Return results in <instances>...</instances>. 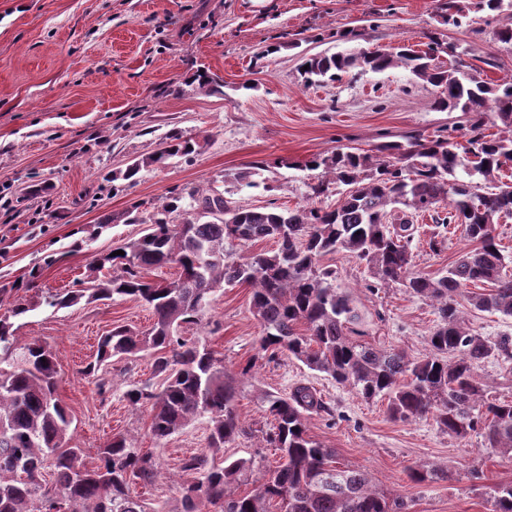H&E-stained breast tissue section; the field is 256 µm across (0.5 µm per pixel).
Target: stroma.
Masks as SVG:
<instances>
[{
    "label": "stroma",
    "mask_w": 512,
    "mask_h": 512,
    "mask_svg": "<svg viewBox=\"0 0 512 512\" xmlns=\"http://www.w3.org/2000/svg\"><path fill=\"white\" fill-rule=\"evenodd\" d=\"M440 0H0V316L16 297L33 309L15 318L17 344L34 341L54 353L58 394L72 424L68 446L86 461L112 436L152 453L160 473L141 498L180 507L183 458L206 450L209 424L199 417L164 442L149 432L146 410L129 405L126 390L151 379L143 356L112 365V390L99 394L83 367L93 361L100 336L115 326L150 327L142 302L79 303L54 310L49 293L77 288L95 256L140 238L143 223H125L138 208L142 218L173 190H218L243 208L308 203L335 206L338 189L311 200L312 155L343 147L369 149L411 135L461 140L469 117L434 107L437 90L408 71H352L339 81L305 85L303 56L398 42L424 49L430 39L453 46L441 54L481 63L490 82L512 79V44L494 28L454 27L440 15ZM222 83V92L199 87L198 70ZM172 132L196 140L190 159L143 168L134 181L108 182L132 160L154 154ZM261 166L259 184L236 181ZM48 186L41 197L31 184ZM112 224H105V217ZM410 243L413 272L445 270L465 250L457 225L416 217ZM336 271L335 285L349 294L360 315V342L398 348L418 358L429 353L437 324L434 306L398 284L374 287L366 263L345 251L323 257ZM209 325H187L185 339H203L237 373L256 360L261 326L252 313L251 289L217 292ZM236 410L247 432L226 444V459L252 458L265 467L279 456L264 447V393L288 394L313 386L332 416L310 415L311 436L335 449L339 461L368 473L410 512H487L491 486L512 482V463L501 461L479 436L460 441L432 417L406 422L389 417L386 401L364 400L354 390L280 355L256 360ZM424 466L442 479L417 484L410 469ZM481 470L484 480L470 477Z\"/></svg>",
    "instance_id": "stroma-1"
}]
</instances>
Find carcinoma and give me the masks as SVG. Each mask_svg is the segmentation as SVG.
<instances>
[{"label": "carcinoma", "mask_w": 512, "mask_h": 512, "mask_svg": "<svg viewBox=\"0 0 512 512\" xmlns=\"http://www.w3.org/2000/svg\"><path fill=\"white\" fill-rule=\"evenodd\" d=\"M477 10L509 23L497 40L512 44V0H477ZM442 45L374 51L324 52L304 59L308 84L335 81L360 68L381 72L402 67L441 88L435 107L473 113L465 143L443 137L412 136L407 144L389 142L372 149L351 148L315 155L307 170H322L309 185L318 198L330 184L345 190L333 208L276 206L242 208L220 192L175 193L148 218L151 230L106 254L95 268L112 276L93 278L90 289L59 291L45 298L56 310L87 301L134 299L152 309L154 321L143 332L115 326L97 343L96 357L83 374L100 391L109 388L106 368L112 360L152 357L160 390L144 384L126 391L135 408L149 411V431L164 441L194 419L205 416L210 434L206 452L182 460L181 512H409L408 505L372 483L368 474L341 466L336 450L308 433L307 416L330 413L314 387L299 384L286 396L267 394L270 416L263 441L279 462L262 469L252 459L226 465L214 461L224 445L246 433L236 413L248 365L236 378L208 345L178 336L184 324H199L214 293L226 286L251 287V306L262 327L257 357L273 360L286 351L310 370L348 386L365 400L387 401L392 419L431 416L438 427L460 439L473 434L486 447L512 462V399L487 401V385L476 368L493 357L512 359V339H490L472 332L458 308L467 293L478 311L512 316V276L504 272L508 256L494 235V218L512 212V184L499 181L512 162V80L492 83L477 69L459 64L445 70L435 63ZM491 108L507 133L484 132L482 114ZM197 142L168 135L152 156L136 160L113 179L131 180L141 168L188 158ZM443 224H458L470 248L448 269L428 276L410 272L413 236L410 213H438ZM398 216L388 220L393 213ZM272 240L276 248L235 260L228 245ZM344 250L365 262L380 285L400 283L430 301L438 321L430 354L411 358L404 351L377 349L351 337L358 313L334 282L336 271L319 264L322 256ZM174 266L175 279L161 286L144 271ZM487 284L488 291L469 287ZM59 372L54 354L40 343H15L13 323L0 318V512H166L148 506L134 493L136 483L150 484L159 472L149 452L115 436L88 466L81 448H67L72 423L58 397ZM52 471L54 486L40 481ZM253 484L250 491L240 487ZM489 512H512V483L496 484Z\"/></svg>", "instance_id": "obj_1"}]
</instances>
